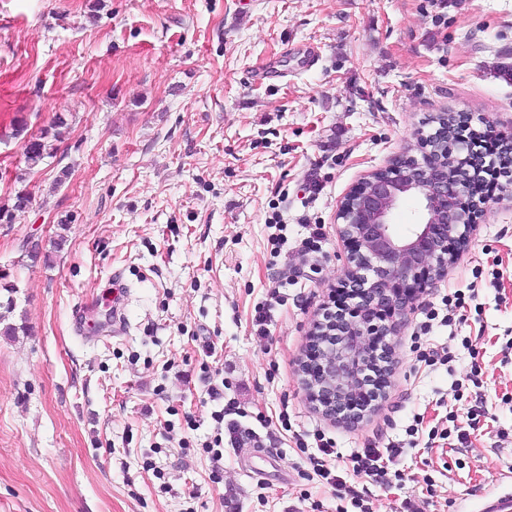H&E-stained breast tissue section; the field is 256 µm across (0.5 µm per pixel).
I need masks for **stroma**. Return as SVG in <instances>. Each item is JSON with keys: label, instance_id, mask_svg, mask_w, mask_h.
Wrapping results in <instances>:
<instances>
[{"label": "stroma", "instance_id": "1", "mask_svg": "<svg viewBox=\"0 0 512 512\" xmlns=\"http://www.w3.org/2000/svg\"><path fill=\"white\" fill-rule=\"evenodd\" d=\"M313 45L303 69L294 48ZM512 0H0V512H359L317 476L292 435L340 457L406 440L401 481L369 488L373 512H460L512 486V187L402 315L384 396L354 425L325 416L302 365L346 251L336 210L364 177L417 154L439 112L512 135ZM276 68L279 77L257 80ZM55 157L27 169L25 136L54 115ZM24 136H17L18 120ZM321 224L316 264L274 255ZM129 287L123 334L83 339L72 311ZM258 336L255 308L273 286ZM477 286L466 320L433 325L451 365L412 338L448 293ZM484 371L468 447L429 439L466 426L458 392ZM238 402L237 446L214 461L217 403ZM438 316H439V313L431 312L427 316V319L429 321L424 322L422 325H420L419 336H413V339H414L413 343L417 344L415 346L416 348L418 347L419 341L422 338L421 335H428L430 333V330L432 329V324L430 323V321L435 320ZM418 348L419 349L416 350V351H418V355H417V358H419L418 361L424 362V365L427 367L434 366L437 364V362H440L441 364H445V363L449 364L452 361H454V355H452V353L448 349L445 350V348H442L443 354H441L439 352L438 348H434V347L430 348L429 350H427V349L420 350L421 343Z\"/></svg>", "mask_w": 512, "mask_h": 512}]
</instances>
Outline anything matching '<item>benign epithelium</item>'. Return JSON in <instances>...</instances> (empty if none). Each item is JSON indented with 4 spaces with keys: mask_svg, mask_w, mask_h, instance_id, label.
<instances>
[{
    "mask_svg": "<svg viewBox=\"0 0 512 512\" xmlns=\"http://www.w3.org/2000/svg\"><path fill=\"white\" fill-rule=\"evenodd\" d=\"M436 122L437 131L420 138L421 158H402L363 178L336 212V232L347 246L342 287L363 289V301L349 314L315 323L329 343L303 372L310 397L326 416L344 423L360 419L346 406L368 362L366 338L394 335L398 329L393 319L373 324L371 310L388 304L403 312L413 304L424 275H444L454 244L474 230L469 184L460 178L448 181V171L477 167L479 160L470 139L448 136V114L439 115ZM406 195L418 198L422 221L413 235L401 238L392 230V215Z\"/></svg>",
    "mask_w": 512,
    "mask_h": 512,
    "instance_id": "obj_1",
    "label": "benign epithelium"
}]
</instances>
